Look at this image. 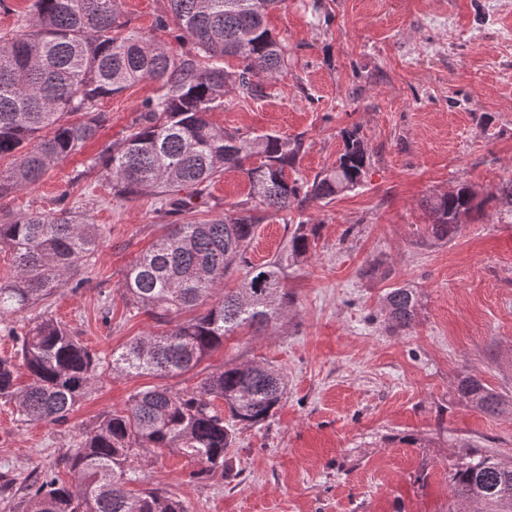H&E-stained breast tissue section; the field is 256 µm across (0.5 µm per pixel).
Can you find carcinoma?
<instances>
[{
    "label": "carcinoma",
    "mask_w": 512,
    "mask_h": 512,
    "mask_svg": "<svg viewBox=\"0 0 512 512\" xmlns=\"http://www.w3.org/2000/svg\"><path fill=\"white\" fill-rule=\"evenodd\" d=\"M155 29L176 31L191 44L186 55L122 21L121 0H35L19 33L0 36V199L35 188L47 170L94 140L105 119L97 102L140 82L158 93L143 100L128 133L109 148L106 170L114 196L148 195L182 215L226 168L241 171L249 197L236 209L201 222L171 224L150 249L129 265L123 294L138 313L170 325L138 336L101 357L66 324L38 314L22 331L11 330L15 356L0 357V402L15 407L18 420L64 423L73 407L107 373L173 377L194 369L224 337L242 327L277 322L292 300L283 292V262L307 253L316 224H299L286 256L260 266L246 253L265 211H286L298 202H325L360 186L369 153L356 129L343 131L336 163L311 183L288 180L302 148L299 136L229 132L208 118L224 105L228 89L263 93L260 78L288 68L287 45L268 28L267 12L282 0H168ZM237 61L232 69L227 59ZM79 119L72 120L73 116ZM469 186L429 197L431 223L423 238L448 242L465 226L475 205ZM101 228L72 210L45 213L21 209L0 219V246L13 257V276L0 281V322L30 310L55 289L81 281L78 269L98 251ZM241 270L238 288L217 294L228 274ZM206 303L204 312L182 321L172 316ZM390 333L413 329L418 295L406 285L380 298ZM28 374L17 385L18 367ZM287 394L285 375L260 362L226 364L191 389L153 387L130 396L126 406L103 413L66 456L72 481L50 472L23 483L10 512H186L171 493L145 488L129 493L132 467L147 448L177 453L196 466L191 477L224 478L226 453L237 426L271 419ZM455 399L491 416L512 415V396L468 373L454 387ZM224 404L218 410L216 402ZM456 503L479 501L476 512H512V465L476 454L455 468Z\"/></svg>",
    "instance_id": "cac0c4a2"
}]
</instances>
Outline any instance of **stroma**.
I'll list each match as a JSON object with an SVG mask.
<instances>
[{"mask_svg":"<svg viewBox=\"0 0 512 512\" xmlns=\"http://www.w3.org/2000/svg\"><path fill=\"white\" fill-rule=\"evenodd\" d=\"M288 46V71L250 98L230 90L213 122L231 131L301 136L289 179L312 182L332 166L342 132L357 129L370 165L364 182L330 203L292 205L263 220L248 250L256 266L281 254L298 223L318 225L282 285L293 303L268 330L226 337L194 371L166 380L113 375L93 386L66 423L20 422L0 404V471L71 475L61 458L98 416L159 384L195 386L227 362L263 360L286 375L274 417L240 428L223 478L191 479L195 465L168 450L137 460L129 490L160 487L187 512H448L450 474L465 457L512 458V416L457 403L469 372L512 395V0H283L268 15ZM156 87L138 83L98 101L104 136L53 166L38 187L0 200L84 212L102 228L81 269L84 288L38 304L103 355L162 323L130 313L122 284L131 260L178 223L153 197L114 198L106 144L121 140ZM97 162L95 179H76ZM481 204L452 241L420 244L423 203L457 185ZM249 185L226 170L195 199L189 220L244 201ZM379 259L391 278L367 277ZM407 285L417 322L389 333L380 295Z\"/></svg>","mask_w":512,"mask_h":512,"instance_id":"1","label":"stroma"}]
</instances>
